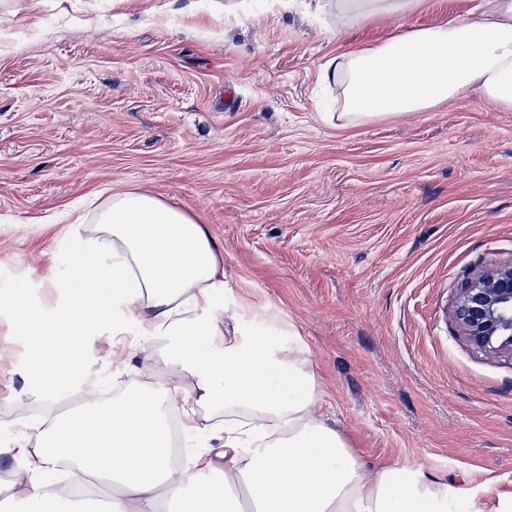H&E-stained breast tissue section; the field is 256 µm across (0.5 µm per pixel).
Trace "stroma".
<instances>
[{
    "label": "stroma",
    "instance_id": "obj_1",
    "mask_svg": "<svg viewBox=\"0 0 512 512\" xmlns=\"http://www.w3.org/2000/svg\"><path fill=\"white\" fill-rule=\"evenodd\" d=\"M332 0H0V268L43 279L65 227L139 189L198 217L229 295L299 329L327 411L360 459L512 490V357L461 336V283L512 260V111L472 97L347 124L322 66ZM490 0H421L411 27ZM0 391V440L39 398L26 341ZM82 386L147 365L93 339Z\"/></svg>",
    "mask_w": 512,
    "mask_h": 512
}]
</instances>
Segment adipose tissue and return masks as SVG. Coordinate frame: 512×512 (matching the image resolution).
<instances>
[{"mask_svg": "<svg viewBox=\"0 0 512 512\" xmlns=\"http://www.w3.org/2000/svg\"><path fill=\"white\" fill-rule=\"evenodd\" d=\"M419 0H338L336 25L387 15L377 43L349 44L323 68L349 123L428 112L471 96L512 111V0L422 28ZM54 303L0 278V320L26 337L42 413L0 444L22 512H91L51 482L93 477L107 512H512V491L432 480L423 467L367 468L324 417L310 350L281 313L224 294L222 249L191 214L147 193L110 196L71 225L47 275ZM112 331L147 348L119 393L57 408L75 391L92 338ZM222 449L212 452V441Z\"/></svg>", "mask_w": 512, "mask_h": 512, "instance_id": "1", "label": "adipose tissue"}]
</instances>
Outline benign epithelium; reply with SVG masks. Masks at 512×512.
Instances as JSON below:
<instances>
[{"mask_svg":"<svg viewBox=\"0 0 512 512\" xmlns=\"http://www.w3.org/2000/svg\"><path fill=\"white\" fill-rule=\"evenodd\" d=\"M451 316L476 350L512 355V261L474 272L459 288Z\"/></svg>","mask_w":512,"mask_h":512,"instance_id":"7a95c632","label":"benign epithelium"}]
</instances>
